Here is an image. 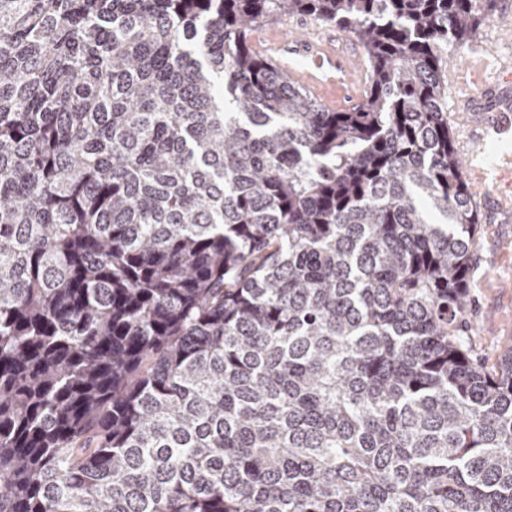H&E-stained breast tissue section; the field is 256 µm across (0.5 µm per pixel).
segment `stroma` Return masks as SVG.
Returning a JSON list of instances; mask_svg holds the SVG:
<instances>
[{
	"label": "stroma",
	"instance_id": "obj_1",
	"mask_svg": "<svg viewBox=\"0 0 512 512\" xmlns=\"http://www.w3.org/2000/svg\"><path fill=\"white\" fill-rule=\"evenodd\" d=\"M256 50L274 59L321 105L350 110L367 88L362 49L336 25L304 13L285 15L252 36ZM512 0L492 12L463 45L448 51V123L460 156L485 137L488 178H470L479 226L472 253L468 319L472 349L495 369L512 348Z\"/></svg>",
	"mask_w": 512,
	"mask_h": 512
}]
</instances>
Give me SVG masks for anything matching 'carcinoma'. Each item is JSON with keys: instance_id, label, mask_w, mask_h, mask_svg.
<instances>
[{"instance_id": "1", "label": "carcinoma", "mask_w": 512, "mask_h": 512, "mask_svg": "<svg viewBox=\"0 0 512 512\" xmlns=\"http://www.w3.org/2000/svg\"><path fill=\"white\" fill-rule=\"evenodd\" d=\"M496 0H0V512H512L448 47ZM310 14L350 112L251 47Z\"/></svg>"}]
</instances>
